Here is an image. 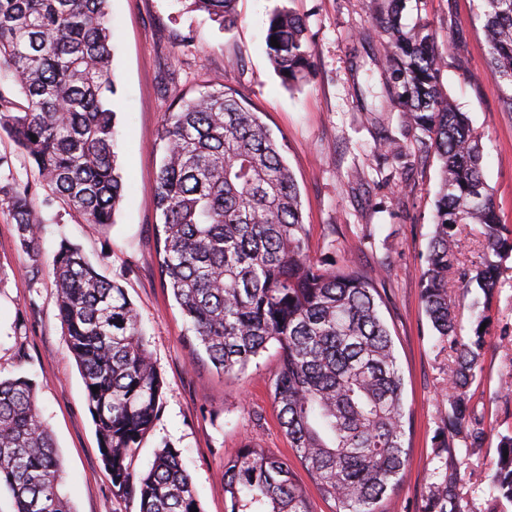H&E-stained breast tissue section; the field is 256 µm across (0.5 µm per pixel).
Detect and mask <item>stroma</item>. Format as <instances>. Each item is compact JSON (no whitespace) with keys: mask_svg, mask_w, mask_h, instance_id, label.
Segmentation results:
<instances>
[{"mask_svg":"<svg viewBox=\"0 0 512 512\" xmlns=\"http://www.w3.org/2000/svg\"><path fill=\"white\" fill-rule=\"evenodd\" d=\"M382 0H238L237 21L222 28L188 0H110L114 80L125 182L114 224L84 223L48 189L38 191L42 269L32 275L16 226L0 209V379L35 385L42 417L63 463L61 493L73 512H139L136 495L117 494L102 460L85 386L58 318L52 254L78 245L107 279L121 285L140 314L163 382L157 418L133 462L147 472L157 448H175L203 512H224L225 460L246 442L292 457L279 425L272 382L279 368L268 347L241 372L217 371L193 352L188 323L160 276L156 173L165 113L218 81L241 92L285 145L300 189L310 258L371 273L385 306L405 382L408 455L399 487L382 512H431L436 471L447 467L461 489V512H512L476 475L496 461L512 431V256L503 259L481 369L468 395L484 431L478 449L448 424V350L438 342L421 298V270L440 181L433 157L412 154V132L385 88L388 64L372 24ZM287 7L308 25L314 68L284 85L266 52L268 16ZM425 15L445 48L442 83L467 112L485 145L484 175L505 223L512 225V112L487 73L478 0H427ZM403 147L393 157L384 142Z\"/></svg>","mask_w":512,"mask_h":512,"instance_id":"stroma-1","label":"stroma"}]
</instances>
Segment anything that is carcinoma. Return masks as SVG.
Wrapping results in <instances>:
<instances>
[{
  "instance_id": "cac0c4a2",
  "label": "carcinoma",
  "mask_w": 512,
  "mask_h": 512,
  "mask_svg": "<svg viewBox=\"0 0 512 512\" xmlns=\"http://www.w3.org/2000/svg\"><path fill=\"white\" fill-rule=\"evenodd\" d=\"M224 27L236 0H191ZM424 0H384L375 18L385 34L390 99L433 154L441 181L422 272V300L439 342L450 352L451 423L479 448L484 429L471 420L468 389L480 370L501 275L512 253L483 172L482 135L443 90L442 50L422 17ZM488 66L512 112V0H479ZM109 0H0V131L26 154L43 186L95 227L114 223L124 191L114 151L116 85ZM308 26L281 7L266 29L269 59L282 82L312 68ZM276 38L280 47L271 45ZM37 140H31V136ZM157 173L160 273L194 340L212 365L241 371L270 344L280 369L273 399L290 447L336 512H379L405 466L403 377L382 296L360 269L327 268L305 250L299 189L278 142L245 97L216 82L167 114ZM36 188L0 182L22 246L39 273L42 249ZM478 225L482 255L466 265L460 226ZM53 286L67 347L76 360L115 492L139 497L140 512L200 508L192 478L172 448L151 468L132 463L157 418L162 383L124 289L101 275L82 250L60 244ZM476 288L482 300L470 333L456 307ZM98 387L93 392L92 387ZM491 483L512 502V435L500 439ZM62 465L27 378L0 380V485L14 512H72L59 493ZM226 512H312L291 461L251 444L224 462ZM438 512H455L448 472L433 486Z\"/></svg>"
}]
</instances>
